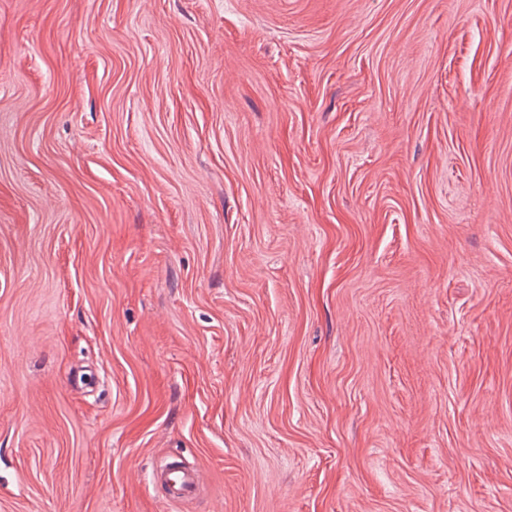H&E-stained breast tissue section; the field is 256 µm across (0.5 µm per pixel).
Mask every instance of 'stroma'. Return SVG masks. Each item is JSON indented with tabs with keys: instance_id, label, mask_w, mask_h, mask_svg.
I'll use <instances>...</instances> for the list:
<instances>
[{
	"instance_id": "obj_1",
	"label": "stroma",
	"mask_w": 512,
	"mask_h": 512,
	"mask_svg": "<svg viewBox=\"0 0 512 512\" xmlns=\"http://www.w3.org/2000/svg\"><path fill=\"white\" fill-rule=\"evenodd\" d=\"M0 512H512V0H0ZM152 481L161 490L164 500L171 503L195 500L202 486L201 470L197 467L161 465L153 471Z\"/></svg>"
}]
</instances>
